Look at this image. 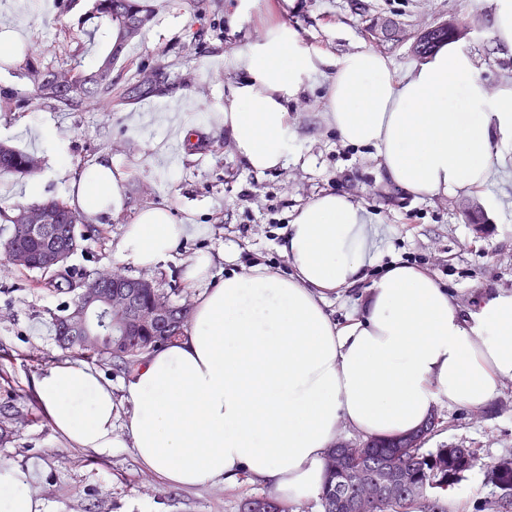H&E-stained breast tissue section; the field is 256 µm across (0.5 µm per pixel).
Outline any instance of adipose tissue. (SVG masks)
Returning a JSON list of instances; mask_svg holds the SVG:
<instances>
[{
	"instance_id": "obj_1",
	"label": "adipose tissue",
	"mask_w": 512,
	"mask_h": 512,
	"mask_svg": "<svg viewBox=\"0 0 512 512\" xmlns=\"http://www.w3.org/2000/svg\"><path fill=\"white\" fill-rule=\"evenodd\" d=\"M224 63L241 75L224 100V127L255 173L287 163L296 137L287 104L322 78L339 139L375 148L403 192L480 193L512 165V88L489 94L475 57L457 46L399 73L369 49L312 50L281 24ZM126 180L100 157L73 182L68 204L93 220L118 218ZM206 232L146 208L124 226L114 257L151 270ZM383 243L361 202L326 191L296 210L281 241L292 274L257 265L218 283L212 254L189 258L183 282L195 302L183 336L125 381L128 446L140 463L174 487L244 477L281 501L310 500L339 426L387 439L419 428L442 400L490 405L512 379V291L466 309L418 266L378 267ZM354 287L355 313L338 323L326 302ZM33 387L70 444L115 447L112 386L94 366L52 365ZM40 508L27 476L0 459V512Z\"/></svg>"
}]
</instances>
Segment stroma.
I'll list each match as a JSON object with an SVG mask.
<instances>
[{
	"instance_id": "stroma-1",
	"label": "stroma",
	"mask_w": 512,
	"mask_h": 512,
	"mask_svg": "<svg viewBox=\"0 0 512 512\" xmlns=\"http://www.w3.org/2000/svg\"><path fill=\"white\" fill-rule=\"evenodd\" d=\"M151 16L141 35L132 40L116 68L120 76L141 66L167 64L171 87L182 90L185 102L200 112L202 139L190 157L168 161L172 107L148 94L114 103L108 112H60L35 105L0 112V143L37 156L39 197H67L84 166L101 155L127 173L126 207L120 219L105 225L101 238L72 256L77 272L121 270L145 278L176 303L193 302L181 287L182 263L198 252L233 255L218 262L217 275L243 274L256 265L283 273L291 262L279 248L281 235L294 210L325 190H337L371 207L385 230L382 265L409 263L448 285L461 305L474 308L478 289L512 290V207L486 212L485 223L466 218L472 198L448 195L422 200L391 189L371 147L341 142L327 118L326 83L314 84L288 103L299 137L295 158L285 166L256 174L239 159L233 141L217 115L239 81L225 68L234 48L255 38L257 20L231 29L228 0H140ZM93 0H70L67 13L39 9L37 0H6L0 8V40L26 45L29 55L17 56L0 68V89L27 95L31 89L26 62L42 67L86 70L106 51L104 29L94 18ZM492 0H258V16L273 14L275 22L295 28L311 49L336 56L364 48L378 51L401 70L416 61L415 36L448 15L466 20L490 15ZM398 23L401 34L387 39L374 32V20ZM475 53L489 92L507 87L512 62L501 59L489 29L460 43ZM48 129L49 146H40L36 129ZM169 208L177 221L204 224L207 234L181 243L157 270L149 272L129 262L116 263L115 242L124 225L145 207ZM39 273L0 275V403L30 396L32 382L46 367L74 361V354L55 343L52 317L67 297L40 288ZM32 421L21 425L12 443L0 447V459L16 464L30 477L42 512H239L242 500L265 495L264 487L247 481L233 490L223 483L175 488L147 471L131 449L111 448L93 453L66 442L42 417L37 401L29 403ZM438 421L426 439L437 448L453 445L472 449L474 467L453 491L467 497L469 512L500 494L488 478L495 463L512 458V380L505 381L488 407L436 408Z\"/></svg>"
}]
</instances>
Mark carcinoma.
I'll list each match as a JSON object with an SVG mask.
<instances>
[{
  "label": "carcinoma",
  "instance_id": "1",
  "mask_svg": "<svg viewBox=\"0 0 512 512\" xmlns=\"http://www.w3.org/2000/svg\"><path fill=\"white\" fill-rule=\"evenodd\" d=\"M93 12L105 27L108 50L98 64L87 71H53L33 68L29 73L31 91L23 98L0 92V111L22 109L36 101L60 111L85 112L102 106H112L114 94L120 91L124 79L114 75L116 64L121 60L126 44L137 37L150 20L137 0H94ZM467 38L457 25V19L437 22L422 30L415 38L412 52L418 58H427L444 43ZM133 83L132 91L159 93L167 83L165 66H147L124 80ZM39 160L9 145L0 144V175L24 178L36 172ZM42 214L49 217V227L33 238L28 231L30 217ZM12 224L8 236L0 238V254L3 256L16 248L30 254L24 271H39L46 275L40 287L57 294L72 295L71 302L62 314L53 319L54 338L58 346L87 359L106 361L124 371H131L141 358L152 351L175 342L187 327L192 308L188 304H176L154 288L148 280H142L137 302L139 309L157 304L170 308L169 320L147 328L138 324V309H127L117 303L105 301L109 289L99 282L95 274L73 276L68 263L45 269L40 253L45 239L53 237L62 241L65 259L87 248V243L97 239L102 230L86 223V217L60 198L48 197L28 205H16L12 214L5 217ZM85 225L83 232L77 225ZM23 417L20 405L0 406V444L11 442L14 424ZM435 423L428 419L425 426L406 438L372 440L365 442L360 454L341 468L327 466V481L319 497L323 512H354L362 483L382 484L390 476L394 483L384 487L395 499L391 512H408L415 506L423 512H439L440 500L448 490L462 480L474 466L475 457L468 448L443 445L423 450L427 435ZM435 486L433 494L426 498L417 496L424 485ZM240 512H288V505L266 495L246 498Z\"/></svg>",
  "mask_w": 512,
  "mask_h": 512
}]
</instances>
